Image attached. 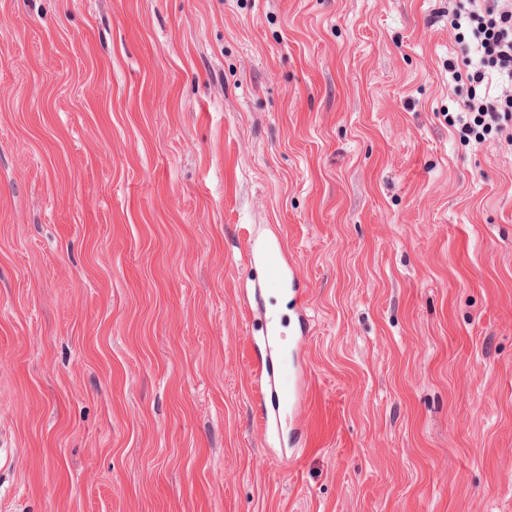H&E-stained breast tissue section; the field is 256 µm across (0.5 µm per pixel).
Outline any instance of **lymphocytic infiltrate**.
<instances>
[{"instance_id":"lymphocytic-infiltrate-1","label":"lymphocytic infiltrate","mask_w":512,"mask_h":512,"mask_svg":"<svg viewBox=\"0 0 512 512\" xmlns=\"http://www.w3.org/2000/svg\"><path fill=\"white\" fill-rule=\"evenodd\" d=\"M448 17L463 54L448 71L465 67L469 84L456 130L478 143L498 133L512 149V0H448Z\"/></svg>"}]
</instances>
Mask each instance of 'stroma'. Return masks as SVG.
I'll return each mask as SVG.
<instances>
[{"label": "stroma", "instance_id": "35a3bbf8", "mask_svg": "<svg viewBox=\"0 0 512 512\" xmlns=\"http://www.w3.org/2000/svg\"><path fill=\"white\" fill-rule=\"evenodd\" d=\"M448 0H0V512H512V151ZM300 271L256 426L248 238ZM263 344L266 354L254 357L251 363L257 376H264V392L261 393L254 408V415L260 426L273 428L281 426V410L292 407L307 384V376L288 359L281 356V322L273 315L263 321ZM274 359L276 363H274ZM266 386L270 392V404L267 400Z\"/></svg>", "mask_w": 512, "mask_h": 512}]
</instances>
